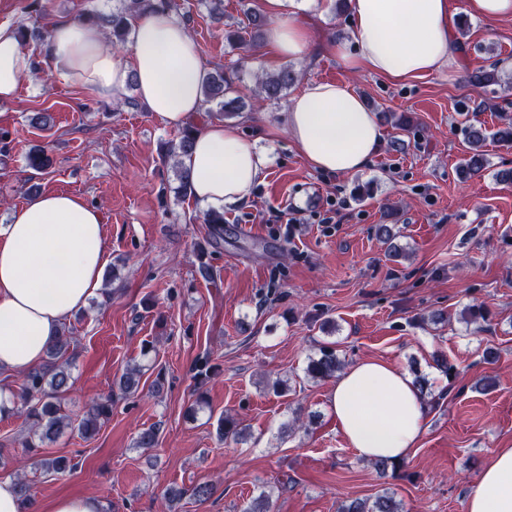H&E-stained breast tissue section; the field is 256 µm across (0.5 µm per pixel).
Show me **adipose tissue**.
Segmentation results:
<instances>
[{
  "mask_svg": "<svg viewBox=\"0 0 512 512\" xmlns=\"http://www.w3.org/2000/svg\"><path fill=\"white\" fill-rule=\"evenodd\" d=\"M314 9L327 0H263L273 18L268 40L279 63L305 57L311 37L297 22L299 2ZM349 36L333 42L338 61L353 72L392 81L456 70L461 52L451 0H348ZM52 70L98 98L119 100L135 82L148 112L181 127L202 108L205 77L187 27L169 12L136 17L125 49L104 47L89 22L61 21L50 28L41 55ZM36 57L16 25L0 23V100L16 96ZM284 130L295 150L322 172L364 170L383 144L373 112L351 85L314 82L294 96ZM195 200L216 211L246 203L269 172V154L233 125L214 121L181 156ZM102 216L79 195L46 192L32 197L0 227V373L42 364L64 321L102 295L106 264ZM330 411L357 457L401 460L425 431L426 403L413 378L383 359L351 365L335 381ZM467 512H512V448L496 449L467 501Z\"/></svg>",
  "mask_w": 512,
  "mask_h": 512,
  "instance_id": "obj_1",
  "label": "adipose tissue"
}]
</instances>
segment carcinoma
<instances>
[{
    "mask_svg": "<svg viewBox=\"0 0 512 512\" xmlns=\"http://www.w3.org/2000/svg\"><path fill=\"white\" fill-rule=\"evenodd\" d=\"M170 7L171 0H121V6L113 9L110 15L99 17L90 14L87 19L109 30L106 39L114 48L129 36L130 21L137 15L148 11L168 10ZM233 72L232 68H218L210 71L205 75L202 86L205 101L216 103L218 110L227 115L241 112L245 108L243 100L234 95ZM295 80V72L290 67H283L271 74H262L257 78L258 95L264 101H278L287 93ZM198 130L199 127L194 124L185 126L177 140L171 142L166 148V157L179 168L177 174L179 185L176 188L178 199L191 196L190 174L182 168L179 157L191 148L193 133ZM466 137L472 145V154L465 160L462 172L468 176H474L485 169L486 159L480 148L486 139V133L482 128L471 125L466 130ZM203 223L209 225L207 245L213 249L221 248L224 240V214L208 211L204 214ZM71 345H73L72 337L61 335L47 350L49 365L36 368L23 376L19 398L27 408V416L33 420V428L25 441V448L30 451L36 448V441H50L73 425L81 434L93 432L99 428L101 422L109 418L112 412V398L107 397L94 401L76 425L68 417L59 414L58 398L70 388V374L66 370V365L69 363L68 353ZM342 366L336 343H322L314 354L308 357L306 379L317 381L334 377ZM140 377L139 367L133 366L126 369L120 377L122 390L131 391L137 388ZM369 464L382 478L395 479L404 469L403 462L387 458L371 460ZM36 465L43 472L57 477L64 476L76 468L73 460L65 456L43 457L36 461ZM213 494L214 485L201 482L189 489L171 488L167 492V499L173 505L188 495L196 502L204 504ZM337 512H403V510L395 493L385 487L372 498H355L340 503Z\"/></svg>",
    "mask_w": 512,
    "mask_h": 512,
    "instance_id": "obj_1",
    "label": "carcinoma"
}]
</instances>
